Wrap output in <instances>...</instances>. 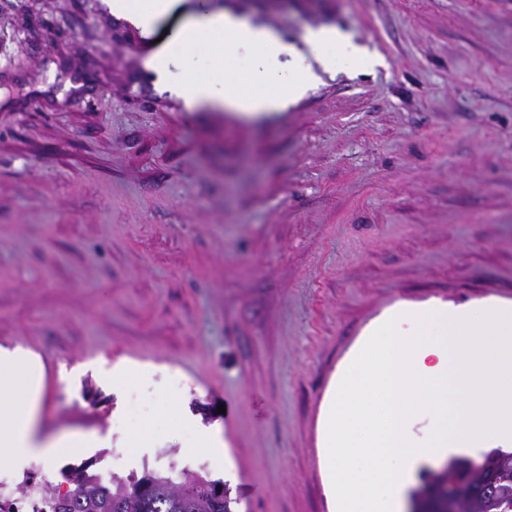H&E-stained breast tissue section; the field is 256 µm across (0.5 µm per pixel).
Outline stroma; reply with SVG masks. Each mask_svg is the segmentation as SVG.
Here are the masks:
<instances>
[{
	"label": "stroma",
	"mask_w": 512,
	"mask_h": 512,
	"mask_svg": "<svg viewBox=\"0 0 512 512\" xmlns=\"http://www.w3.org/2000/svg\"><path fill=\"white\" fill-rule=\"evenodd\" d=\"M201 2L384 63L337 54L285 112L190 111L100 0H0V350L39 357L42 432L139 431L180 472L178 394L218 426L238 512H332L321 411L366 326L512 303V0ZM127 459L25 471L62 487Z\"/></svg>",
	"instance_id": "35a3bbf8"
}]
</instances>
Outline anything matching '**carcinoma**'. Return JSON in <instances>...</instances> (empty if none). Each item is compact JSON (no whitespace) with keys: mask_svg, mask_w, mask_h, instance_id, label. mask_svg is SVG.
<instances>
[{"mask_svg":"<svg viewBox=\"0 0 512 512\" xmlns=\"http://www.w3.org/2000/svg\"><path fill=\"white\" fill-rule=\"evenodd\" d=\"M464 482L457 512H502L512 501V451L483 455L479 469L469 459L453 458L432 472L411 494L415 512H448V477ZM72 488L51 487L32 501L33 512H232L230 488L197 473L146 472L141 477L111 475L105 480L81 464L65 473Z\"/></svg>","mask_w":512,"mask_h":512,"instance_id":"cac0c4a2","label":"carcinoma"}]
</instances>
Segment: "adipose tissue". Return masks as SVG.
<instances>
[{
  "label": "adipose tissue",
  "instance_id": "obj_1",
  "mask_svg": "<svg viewBox=\"0 0 512 512\" xmlns=\"http://www.w3.org/2000/svg\"><path fill=\"white\" fill-rule=\"evenodd\" d=\"M181 0H145L133 6L132 0H101L102 9L121 17L152 37L157 24L170 16ZM226 41L235 52L253 53L250 67L241 75V91H223L217 73L224 67V52L219 41ZM211 42L217 50L212 57L213 75L207 79L184 74L175 77L174 68L185 62L192 46ZM305 51L289 45L274 29L256 25L231 12H202L187 9L173 34L158 44L147 65L159 83L182 100L188 110L209 107L229 110L248 117L286 111L317 83L319 71L334 65L332 49H341L357 64H365L367 55L343 32L331 27L309 29L304 38ZM42 384V367L37 357L23 352L0 353V462L21 470L33 458L55 463L63 451L76 452L99 448L105 440L98 435L62 433L51 439L39 438L36 431V400ZM179 426L194 429V447L184 449L191 465L209 463L210 467L229 470L224 441L217 429L205 427L188 413L179 412Z\"/></svg>",
  "mask_w": 512,
  "mask_h": 512
}]
</instances>
